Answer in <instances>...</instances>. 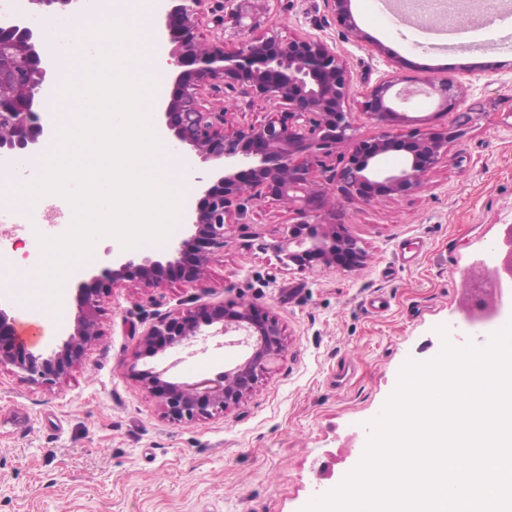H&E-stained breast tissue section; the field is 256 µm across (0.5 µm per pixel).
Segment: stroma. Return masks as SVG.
I'll use <instances>...</instances> for the list:
<instances>
[{
	"label": "stroma",
	"instance_id": "stroma-1",
	"mask_svg": "<svg viewBox=\"0 0 512 512\" xmlns=\"http://www.w3.org/2000/svg\"><path fill=\"white\" fill-rule=\"evenodd\" d=\"M363 38L350 35L329 0H271L265 24L285 38L309 35L341 55L354 74L349 106L361 133L373 122L359 110L364 87L397 74L459 82L454 111L420 96L406 107L429 129L471 113L446 163L427 173L423 190L336 207L337 219L362 241L358 268L320 273L281 267L254 248L293 221L278 202L251 204L250 223L231 225L213 254L204 289L178 280L160 288L126 281L103 296L98 336L70 375L35 385L0 368V512H302L361 462L369 423L397 387L407 360L427 362L444 348L465 300L464 273L512 224V40L474 32L479 47L418 46L419 28L385 13L378 0H351ZM225 113V130L262 120L272 105L224 87L203 91ZM121 248L100 239L80 277L63 287L65 319L76 289L111 267ZM40 262L34 238L16 255L0 254L15 286L0 307L17 316L26 265ZM384 298V309L370 301ZM249 302L275 317L286 347L252 394L219 417L176 425L161 413L139 373L170 367L177 379L212 378L240 357L237 347L175 359L151 354L143 334L162 318L201 305ZM347 366L344 384L336 369Z\"/></svg>",
	"mask_w": 512,
	"mask_h": 512
}]
</instances>
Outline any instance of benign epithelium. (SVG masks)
I'll list each match as a JSON object with an SVG mask.
<instances>
[{
  "mask_svg": "<svg viewBox=\"0 0 512 512\" xmlns=\"http://www.w3.org/2000/svg\"><path fill=\"white\" fill-rule=\"evenodd\" d=\"M205 0H161L164 33L174 44L167 64L174 75L169 95L159 99L157 112L174 148L188 147L212 163L215 184L204 190L202 204L189 211V233L174 241L160 259L127 255L77 288V313L72 330L49 354H35L15 338L13 319L0 310V366L14 367L32 383L67 377L86 348L98 336L95 314L107 291L125 280L146 288H160L174 273L192 288L204 287V271L211 255L224 249L226 215L237 210L247 217L246 202L268 198L292 209L294 222L284 234L259 239L257 249L271 253L288 267L311 273L336 268L338 254L352 266L366 263L361 241L336 223V208L323 206L329 187L346 199L367 203L380 198L420 193L426 173L448 160V143L466 133L472 120L463 114L458 123L442 130L416 126L419 119L398 108L419 92L434 98L438 107L453 111L460 85L427 77L423 88L395 90L396 76L377 81L363 93L361 112L377 128L363 136L347 105L354 75L348 63L324 42L312 36L283 39L278 32H258L268 0H224L228 19L239 38L226 50L224 41L203 42L198 19ZM348 33L361 31L351 13L350 0H329ZM242 87L250 98L285 106L281 115L224 132L225 113L206 107V86ZM56 89L50 55L42 33L29 23H0V158L17 168L41 152L52 137L44 122L49 97ZM341 145L350 147L347 163L319 181L317 168ZM391 151L407 156L395 168L382 166ZM498 292L487 307L495 321L512 320V226L493 247ZM204 326L214 330L206 332ZM229 344L249 348L223 374L199 383L172 382L165 371L140 375V381L159 399L164 417L175 424H192L224 414L244 401L260 377L285 349L278 320L260 314L250 303L212 305L175 318L158 321L144 334L143 346L157 353L185 350L217 336Z\"/></svg>",
  "mask_w": 512,
  "mask_h": 512,
  "instance_id": "benign-epithelium-1",
  "label": "benign epithelium"
}]
</instances>
